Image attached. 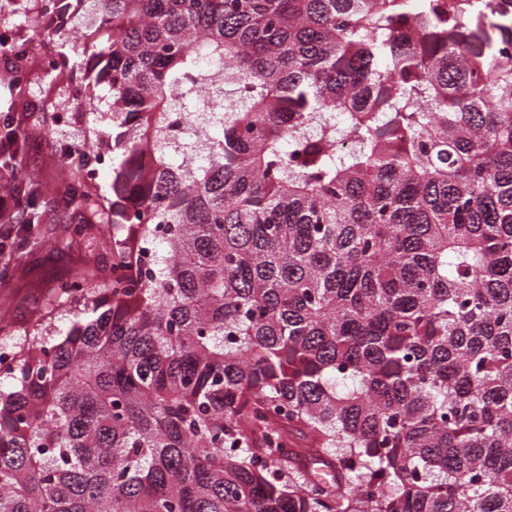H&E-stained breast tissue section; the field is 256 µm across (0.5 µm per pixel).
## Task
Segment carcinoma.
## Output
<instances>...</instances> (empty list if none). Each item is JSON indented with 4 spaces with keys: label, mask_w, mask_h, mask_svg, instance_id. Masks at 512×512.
<instances>
[{
    "label": "carcinoma",
    "mask_w": 512,
    "mask_h": 512,
    "mask_svg": "<svg viewBox=\"0 0 512 512\" xmlns=\"http://www.w3.org/2000/svg\"><path fill=\"white\" fill-rule=\"evenodd\" d=\"M71 5L112 260L0 368V512H512V0Z\"/></svg>",
    "instance_id": "cac0c4a2"
}]
</instances>
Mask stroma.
I'll return each mask as SVG.
<instances>
[{"label":"stroma","mask_w":512,"mask_h":512,"mask_svg":"<svg viewBox=\"0 0 512 512\" xmlns=\"http://www.w3.org/2000/svg\"><path fill=\"white\" fill-rule=\"evenodd\" d=\"M15 42H27L35 56L54 55L55 71L33 69L28 80L11 87L13 59L0 52V110L8 96L44 104V111L17 112L13 125L25 142L18 160L28 169L30 179L19 194L21 204L35 208L39 223L34 240L14 248L15 234L0 228V268L8 270L0 280V343L20 348L24 333L43 326L49 333L67 330L70 316L50 315L47 297L51 286L72 278L88 267L105 269L112 251V227L88 226L85 234L72 237L71 229L81 223L80 210L67 205L64 192L76 171L66 151L82 147L95 132L112 127V99L100 92L94 103L85 102L81 66L82 39L77 25H70V37L63 50H56L46 34L32 30L19 5L0 9V33Z\"/></svg>","instance_id":"35a3bbf8"}]
</instances>
